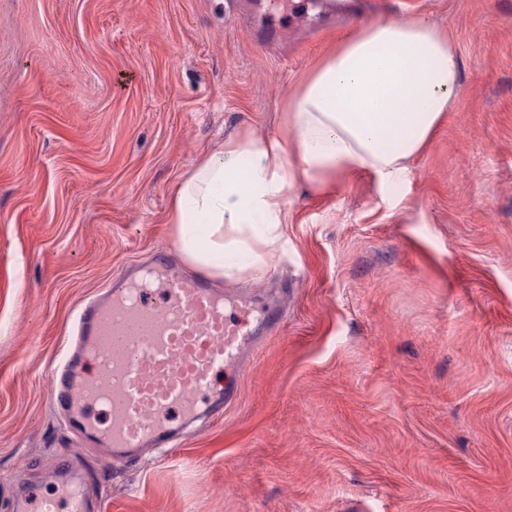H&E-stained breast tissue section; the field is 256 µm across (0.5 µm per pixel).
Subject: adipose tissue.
I'll return each mask as SVG.
<instances>
[{"label":"adipose tissue","mask_w":512,"mask_h":512,"mask_svg":"<svg viewBox=\"0 0 512 512\" xmlns=\"http://www.w3.org/2000/svg\"><path fill=\"white\" fill-rule=\"evenodd\" d=\"M460 65L423 18L347 33L289 99L284 134L240 132L181 176L168 221L185 261L227 281L263 273L290 182L322 185L356 166L401 183L457 94Z\"/></svg>","instance_id":"adipose-tissue-1"}]
</instances>
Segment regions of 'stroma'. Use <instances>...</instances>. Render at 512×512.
<instances>
[{"mask_svg":"<svg viewBox=\"0 0 512 512\" xmlns=\"http://www.w3.org/2000/svg\"><path fill=\"white\" fill-rule=\"evenodd\" d=\"M427 17L459 91L408 180L288 189L282 248L224 290L287 289L238 402L136 467L51 406L71 313L166 218L201 154L285 133L346 31ZM104 512H512V0H0V512L67 461Z\"/></svg>","mask_w":512,"mask_h":512,"instance_id":"35a3bbf8","label":"stroma"}]
</instances>
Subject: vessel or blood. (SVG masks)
Returning a JSON list of instances; mask_svg holds the SVG:
<instances>
[{
	"label": "vessel or blood",
	"instance_id": "b4317fda",
	"mask_svg": "<svg viewBox=\"0 0 512 512\" xmlns=\"http://www.w3.org/2000/svg\"><path fill=\"white\" fill-rule=\"evenodd\" d=\"M285 317L276 302L229 293L156 256L78 310L75 342L50 374V401L87 444L131 464L236 403L247 353ZM64 507L102 512L72 483L42 500L43 512Z\"/></svg>",
	"mask_w": 512,
	"mask_h": 512
}]
</instances>
